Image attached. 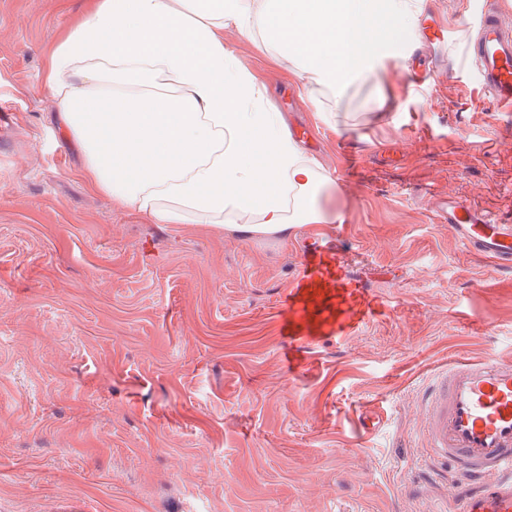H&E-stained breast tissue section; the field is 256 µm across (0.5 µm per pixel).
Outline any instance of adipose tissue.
Here are the masks:
<instances>
[{"label":"adipose tissue","mask_w":512,"mask_h":512,"mask_svg":"<svg viewBox=\"0 0 512 512\" xmlns=\"http://www.w3.org/2000/svg\"><path fill=\"white\" fill-rule=\"evenodd\" d=\"M412 15V0H85L43 78L83 179L115 209L285 240L332 223L318 204L332 182L237 43H265L301 99L337 102L349 82H386L381 44Z\"/></svg>","instance_id":"ef3b65f1"}]
</instances>
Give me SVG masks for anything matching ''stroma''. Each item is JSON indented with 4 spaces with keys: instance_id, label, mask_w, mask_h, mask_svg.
Returning <instances> with one entry per match:
<instances>
[{
    "instance_id": "1",
    "label": "stroma",
    "mask_w": 512,
    "mask_h": 512,
    "mask_svg": "<svg viewBox=\"0 0 512 512\" xmlns=\"http://www.w3.org/2000/svg\"><path fill=\"white\" fill-rule=\"evenodd\" d=\"M413 5L456 40L408 28L430 83L388 62L397 107L352 86L351 130L238 44L344 214L258 240L152 224L92 191L42 78L84 0H0V512H460L421 389L453 356L512 362V272L467 252L431 196L512 222V114L465 93L475 32L456 0ZM316 232L382 310L302 349L278 324ZM426 25L425 21L422 25V33L424 38L433 45L442 47L446 45L454 35L455 28L448 23V26L434 20Z\"/></svg>"
}]
</instances>
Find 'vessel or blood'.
Returning a JSON list of instances; mask_svg holds the SVG:
<instances>
[{"instance_id":"1","label":"vessel or blood","mask_w":512,"mask_h":512,"mask_svg":"<svg viewBox=\"0 0 512 512\" xmlns=\"http://www.w3.org/2000/svg\"><path fill=\"white\" fill-rule=\"evenodd\" d=\"M458 15L476 32L461 60L475 75L469 96L512 112V24L493 0H482L476 10L461 0ZM435 212L467 251L487 257L497 270H512V224L457 199L439 200ZM302 252L303 267L288 286L282 328L303 347L354 332L372 309L368 290L346 272L336 248L321 239H308ZM423 398L430 460L455 472L460 512H512V363L449 360L429 375Z\"/></svg>"}]
</instances>
